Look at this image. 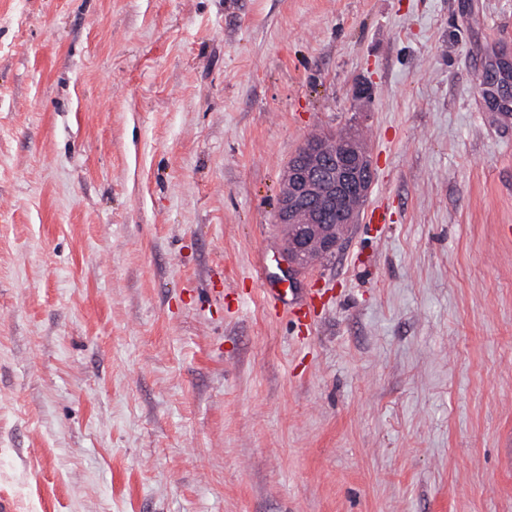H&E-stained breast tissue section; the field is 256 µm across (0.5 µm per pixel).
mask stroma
Here are the masks:
<instances>
[{
    "mask_svg": "<svg viewBox=\"0 0 512 512\" xmlns=\"http://www.w3.org/2000/svg\"><path fill=\"white\" fill-rule=\"evenodd\" d=\"M348 127L366 210L288 283ZM1 493L512 512V0H0ZM349 135L313 136L288 162L282 190L285 193L288 188V193L280 195L275 213V222L287 238L283 261L288 276L308 267L318 255L335 254L341 234L336 224H355L358 210L369 195L373 183L371 160L359 149L363 145L357 137L358 146L350 139L343 140ZM328 139L331 144L336 142L330 152ZM351 198L355 208L347 204ZM333 213L337 223L324 224ZM315 242L317 250H313L316 245L312 248Z\"/></svg>",
    "mask_w": 512,
    "mask_h": 512,
    "instance_id": "35a3bbf8",
    "label": "stroma"
}]
</instances>
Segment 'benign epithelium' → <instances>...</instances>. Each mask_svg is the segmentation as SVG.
<instances>
[{
  "label": "benign epithelium",
  "instance_id": "benign-epithelium-1",
  "mask_svg": "<svg viewBox=\"0 0 512 512\" xmlns=\"http://www.w3.org/2000/svg\"><path fill=\"white\" fill-rule=\"evenodd\" d=\"M329 136L307 139L289 160L284 172L288 192L280 195L275 223L285 233L284 273L292 276L313 259L335 254L339 247L336 224L325 219L336 214L337 224H354L367 199L373 170L368 154L350 139L327 151ZM318 245L313 249L312 245Z\"/></svg>",
  "mask_w": 512,
  "mask_h": 512
}]
</instances>
